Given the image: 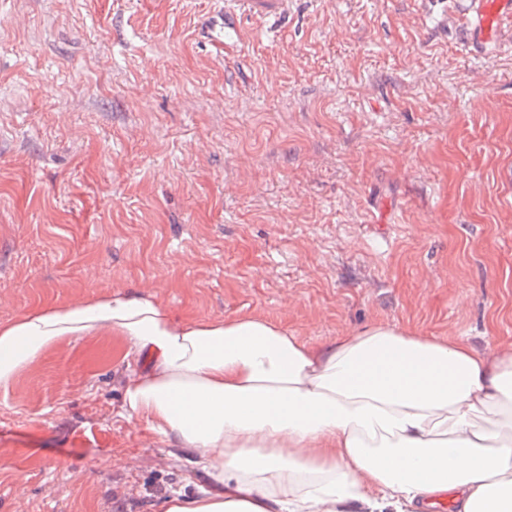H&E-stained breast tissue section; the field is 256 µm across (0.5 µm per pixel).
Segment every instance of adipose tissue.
<instances>
[{"mask_svg":"<svg viewBox=\"0 0 512 512\" xmlns=\"http://www.w3.org/2000/svg\"><path fill=\"white\" fill-rule=\"evenodd\" d=\"M101 333L123 343V412L211 484L165 512H512V342L374 322L313 345L263 316L180 319L115 294L1 324L0 387Z\"/></svg>","mask_w":512,"mask_h":512,"instance_id":"obj_1","label":"adipose tissue"}]
</instances>
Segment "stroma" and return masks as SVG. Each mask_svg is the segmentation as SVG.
Masks as SVG:
<instances>
[{"instance_id": "1", "label": "stroma", "mask_w": 512, "mask_h": 512, "mask_svg": "<svg viewBox=\"0 0 512 512\" xmlns=\"http://www.w3.org/2000/svg\"><path fill=\"white\" fill-rule=\"evenodd\" d=\"M0 0V324L146 292L312 344L374 321L512 341V45L462 0ZM109 334L0 388V512H163L205 484L123 415ZM234 5L233 10L224 11V6H219L218 13L220 17H224L223 26L218 28L217 20H213L209 26L205 25L206 32L211 36V40L224 44V32H233L237 34V29L233 23V16L236 12L240 14L247 13L253 16H268L270 14H276L274 11L276 8V2L272 0H228Z\"/></svg>"}]
</instances>
